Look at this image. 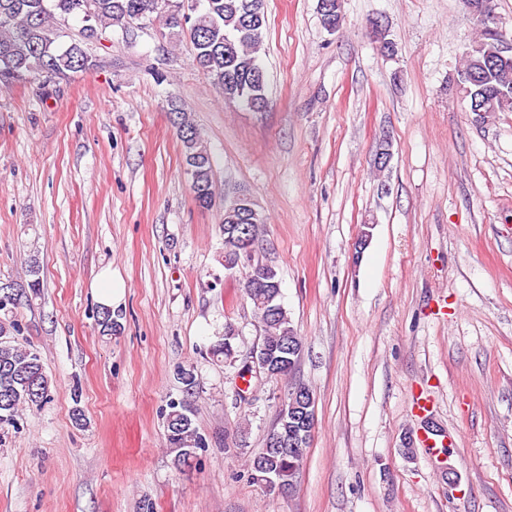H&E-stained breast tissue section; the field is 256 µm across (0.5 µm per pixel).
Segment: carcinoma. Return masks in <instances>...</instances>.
I'll list each match as a JSON object with an SVG mask.
<instances>
[{"label":"carcinoma","instance_id":"obj_1","mask_svg":"<svg viewBox=\"0 0 512 512\" xmlns=\"http://www.w3.org/2000/svg\"><path fill=\"white\" fill-rule=\"evenodd\" d=\"M205 7L195 16L180 17L174 9L166 24L175 37L189 35L195 50V62L211 79L228 102L243 103L250 94L266 96V74L258 62L257 49L267 28L265 0H204ZM170 6V0H0V84L10 85L29 75L65 78L69 74L90 70L97 59L79 42H62L63 34L55 16L90 15L86 37L95 35L97 27L119 26L128 29L136 22L152 17ZM494 39L487 36L469 45L471 55L464 56L463 70L479 71L477 62L484 61ZM512 97V59L484 71L481 82L466 95L472 112H511L512 103L501 100ZM169 112L178 131L186 169L191 179L195 200L201 206L213 197L212 161L197 129L184 109L170 101ZM224 215V256H234L246 249V233L232 226ZM245 293L253 303L264 328L259 350L273 355L301 347L302 339L295 331L287 310L278 301L280 290L270 287L263 267L255 265L247 275ZM18 324L0 319V427L16 424L21 405L40 407L50 397V381L41 355L16 345L11 335ZM166 437L175 461L188 463V454L205 447L185 402L171 403L166 415ZM286 421L276 418L268 440L279 439L280 447L262 449L249 461L250 472L259 463L264 473L293 487V479L303 463L305 449L288 444Z\"/></svg>","mask_w":512,"mask_h":512}]
</instances>
